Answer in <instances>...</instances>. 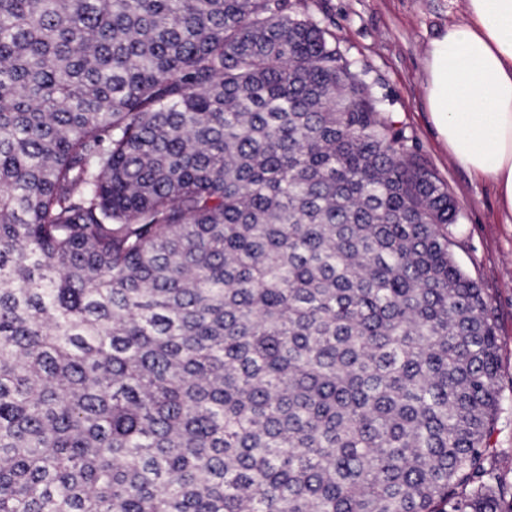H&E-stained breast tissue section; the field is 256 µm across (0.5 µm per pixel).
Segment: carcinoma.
<instances>
[{"mask_svg": "<svg viewBox=\"0 0 512 512\" xmlns=\"http://www.w3.org/2000/svg\"><path fill=\"white\" fill-rule=\"evenodd\" d=\"M457 221L287 0H0V512H512Z\"/></svg>", "mask_w": 512, "mask_h": 512, "instance_id": "carcinoma-1", "label": "carcinoma"}]
</instances>
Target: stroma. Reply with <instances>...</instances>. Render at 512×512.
I'll return each mask as SVG.
<instances>
[{"mask_svg":"<svg viewBox=\"0 0 512 512\" xmlns=\"http://www.w3.org/2000/svg\"><path fill=\"white\" fill-rule=\"evenodd\" d=\"M288 10L335 33L340 51L384 96L387 112L448 186L459 212L449 228L453 253L484 288L496 321L501 412L492 442L501 450V473L512 481V223L490 185L449 156L424 99L425 50L448 24L463 20V0H288Z\"/></svg>","mask_w":512,"mask_h":512,"instance_id":"35a3bbf8","label":"stroma"}]
</instances>
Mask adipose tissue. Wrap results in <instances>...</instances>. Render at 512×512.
I'll return each instance as SVG.
<instances>
[{
	"label": "adipose tissue",
	"instance_id": "1",
	"mask_svg": "<svg viewBox=\"0 0 512 512\" xmlns=\"http://www.w3.org/2000/svg\"><path fill=\"white\" fill-rule=\"evenodd\" d=\"M430 122L452 158L512 217V0H465L425 51Z\"/></svg>",
	"mask_w": 512,
	"mask_h": 512
}]
</instances>
